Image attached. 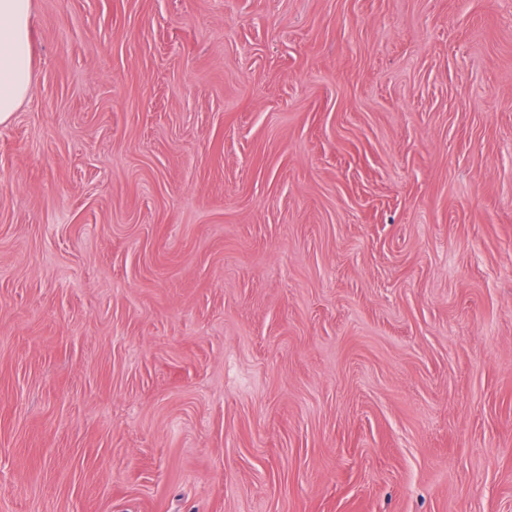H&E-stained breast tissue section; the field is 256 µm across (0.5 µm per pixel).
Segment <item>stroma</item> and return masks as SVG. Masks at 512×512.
<instances>
[{
  "label": "stroma",
  "mask_w": 512,
  "mask_h": 512,
  "mask_svg": "<svg viewBox=\"0 0 512 512\" xmlns=\"http://www.w3.org/2000/svg\"><path fill=\"white\" fill-rule=\"evenodd\" d=\"M0 124V512H512V0H32Z\"/></svg>",
  "instance_id": "1"
}]
</instances>
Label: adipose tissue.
I'll return each instance as SVG.
<instances>
[{
    "label": "adipose tissue",
    "instance_id": "ef3b65f1",
    "mask_svg": "<svg viewBox=\"0 0 512 512\" xmlns=\"http://www.w3.org/2000/svg\"><path fill=\"white\" fill-rule=\"evenodd\" d=\"M32 0H0V124L32 90Z\"/></svg>",
    "mask_w": 512,
    "mask_h": 512
}]
</instances>
